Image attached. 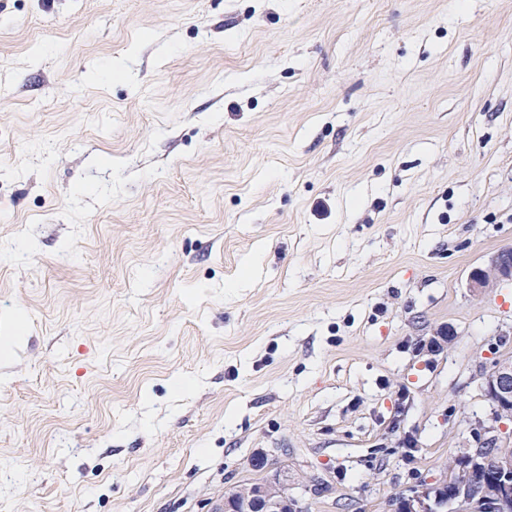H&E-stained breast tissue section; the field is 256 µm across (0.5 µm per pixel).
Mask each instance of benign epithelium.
<instances>
[{"instance_id": "7a95c632", "label": "benign epithelium", "mask_w": 512, "mask_h": 512, "mask_svg": "<svg viewBox=\"0 0 512 512\" xmlns=\"http://www.w3.org/2000/svg\"><path fill=\"white\" fill-rule=\"evenodd\" d=\"M503 280H512V249L493 254L487 263L471 272L469 288L479 295L495 288ZM484 393L493 404L497 417L512 419V358L498 361L485 378ZM494 457L493 471L486 475L491 494H473L467 490L471 473ZM454 480L444 477L420 492L403 494L394 512H512V448L485 429L475 448H465L450 465ZM288 506V474L270 478L223 495L215 501L213 512H283Z\"/></svg>"}]
</instances>
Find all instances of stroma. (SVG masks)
Segmentation results:
<instances>
[{"label": "stroma", "instance_id": "1", "mask_svg": "<svg viewBox=\"0 0 512 512\" xmlns=\"http://www.w3.org/2000/svg\"><path fill=\"white\" fill-rule=\"evenodd\" d=\"M510 246L512 0H0V512H391L512 446ZM503 280H512V249L493 254L484 267L475 268L470 275L469 288L476 295L496 288ZM484 393L498 418L512 419V358L498 361L485 378ZM248 483L250 488H240L236 492L221 496L213 505V512H283L288 507V474L276 472L259 484ZM254 484V485H253Z\"/></svg>", "mask_w": 512, "mask_h": 512}]
</instances>
